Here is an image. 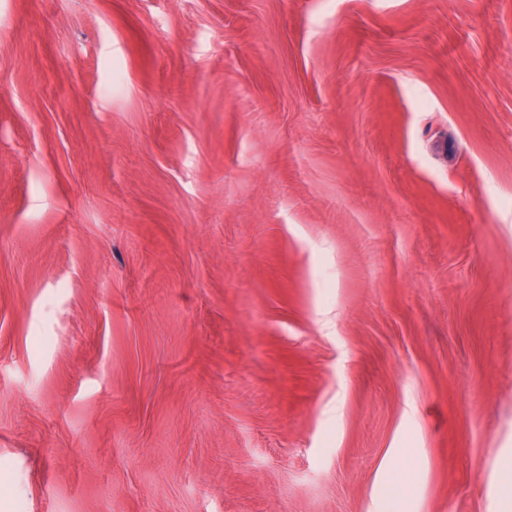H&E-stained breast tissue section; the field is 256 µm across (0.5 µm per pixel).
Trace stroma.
I'll list each match as a JSON object with an SVG mask.
<instances>
[{"label": "stroma", "mask_w": 512, "mask_h": 512, "mask_svg": "<svg viewBox=\"0 0 512 512\" xmlns=\"http://www.w3.org/2000/svg\"><path fill=\"white\" fill-rule=\"evenodd\" d=\"M512 0H0V512H501Z\"/></svg>", "instance_id": "obj_1"}]
</instances>
